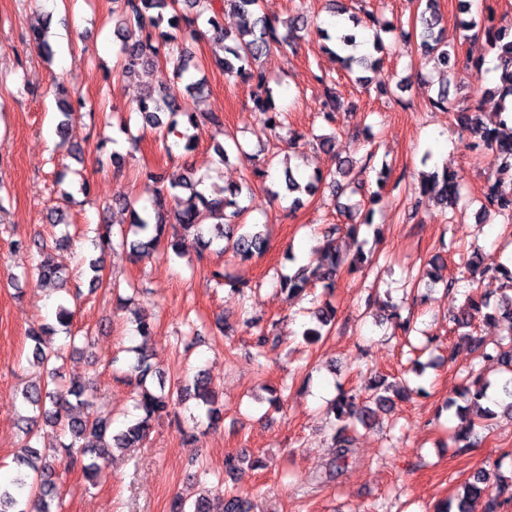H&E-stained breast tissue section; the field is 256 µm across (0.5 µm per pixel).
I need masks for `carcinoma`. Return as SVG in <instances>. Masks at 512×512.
<instances>
[{
  "mask_svg": "<svg viewBox=\"0 0 512 512\" xmlns=\"http://www.w3.org/2000/svg\"><path fill=\"white\" fill-rule=\"evenodd\" d=\"M117 8V33L122 38L120 48L122 73L129 76L136 68L153 64L159 58L173 64V87L155 93L148 91L137 100L136 111L143 123L156 130L162 138L169 136L184 140L189 151L195 146L198 114L189 105V100L202 93L205 84L196 79L197 64L193 56L183 47V41L195 37L199 20L214 30L215 38L224 43L225 56L215 58V66L231 79H242L251 84L253 102L264 115L267 127L274 131L279 127L274 112L273 89L266 73L258 65L259 59L278 42L279 28L288 24L296 31L304 23V16L297 14L288 21L264 10V0H115ZM421 11L420 30L415 32L425 63L433 68L451 69L455 66L452 53L444 41L441 28L443 16L437 9L436 0H424ZM231 11L240 18L235 35L224 30V13ZM461 28L471 33L474 39L482 38L488 51L496 55L497 69L500 70L499 84L493 90H485L473 107H456L449 100L448 90L442 88L437 96L429 98L430 106L455 112V119L462 131L474 139L476 145L491 151L497 165V174L512 177V24L496 20L492 14H479L460 22ZM323 51L332 55L347 73H359L357 80L367 85L365 71L378 67L380 57L355 55L348 48H356V35L343 33L331 42V36L321 31ZM86 108L84 98L76 94L57 102L60 120L58 133L75 119L82 117ZM356 161L344 160L337 171L327 175L317 173L302 185L293 174L285 177L286 190L290 193H310L317 184L328 182L332 196L336 199L346 194H357L362 183L352 177ZM157 184L151 202L155 223L131 211L132 219L127 228L121 230L122 243L129 244L132 253L139 257L161 255L168 259L183 256L180 244L165 241V229L177 224L185 232L196 236L203 249L212 248L220 252H232L242 258L261 254L266 247L263 231L256 225L239 224L247 207L240 205L244 191L250 190L247 183L233 184L212 189L206 195L200 189L201 180L190 174L180 180H166L153 175ZM462 176L456 172H436L422 178L424 194H436L445 207L453 208L461 200ZM486 203L498 213L512 219V195H505L498 184L488 186ZM340 227L330 225L325 230V242L317 265H301L294 272L284 276L281 288L289 296H299L307 287L316 283L326 290L334 287L342 258L336 247L335 235ZM490 264L479 251L460 258L458 274L472 275L487 270ZM496 271L505 280L503 292L495 305L485 299L469 298L465 308L453 316L452 323L469 347L482 349V358L507 372L512 373V267L502 263ZM34 275L40 282L59 283V290L65 296L80 293L71 289L68 278L50 256H45L34 268ZM315 323L303 331L308 340L322 336L321 329L334 318V310L326 304L314 312ZM483 318L493 321L497 318L509 322V341L499 343L492 349L481 348L480 340L470 334L473 322ZM33 342V364L41 370L40 383L21 390L23 405L30 411L25 418L26 438L20 450L13 457V470L8 481L0 484V512H60L58 473L61 466L79 468L87 477L102 471L103 463L114 455V451L133 448L147 436L152 421L174 413L182 395L193 392L202 404V413L210 424L221 420V408L217 406L211 381L203 374L193 377L192 383L177 379L170 387L163 381L153 384L157 375L149 363L150 354L146 346L136 349V364L131 368L136 384L134 408L138 411L135 419L125 428L113 427L112 415L92 409L84 398L85 383L73 380L69 386L60 383V371L56 362L61 359L54 348L52 331L48 327L30 334ZM491 381L480 376L471 380L461 391L470 399L475 417L460 416L461 426L455 438L468 448L475 419H491L495 412L484 408L481 400L487 397ZM371 391L370 401L358 403L357 394L343 392L332 404L335 419L343 425L332 435L331 465L338 469L351 453L350 424L358 422L367 426L376 410L392 407L394 400L389 396L390 386L382 380H372L367 385ZM501 462L478 468L466 481L456 502H444L435 512H498L500 502L496 499L483 500V485L496 479L502 492L512 499V476L506 478L500 473ZM254 504L249 498L232 491L210 495L206 492L191 504L176 497L170 505V512H252Z\"/></svg>",
  "mask_w": 512,
  "mask_h": 512,
  "instance_id": "carcinoma-1",
  "label": "carcinoma"
}]
</instances>
